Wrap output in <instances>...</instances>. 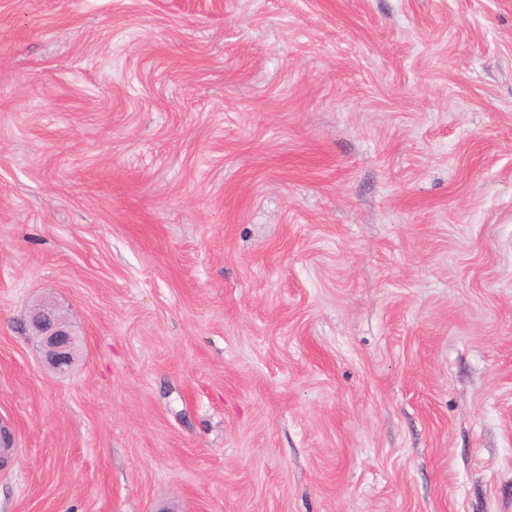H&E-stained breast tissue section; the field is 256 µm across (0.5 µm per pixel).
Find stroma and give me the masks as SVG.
Returning <instances> with one entry per match:
<instances>
[{
    "instance_id": "obj_1",
    "label": "stroma",
    "mask_w": 512,
    "mask_h": 512,
    "mask_svg": "<svg viewBox=\"0 0 512 512\" xmlns=\"http://www.w3.org/2000/svg\"><path fill=\"white\" fill-rule=\"evenodd\" d=\"M1 432L0 512H512V0H0ZM29 336L57 374L69 372L80 351V339L64 315L50 304L33 307L28 316Z\"/></svg>"
}]
</instances>
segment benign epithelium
Masks as SVG:
<instances>
[{"label": "benign epithelium", "instance_id": "obj_1", "mask_svg": "<svg viewBox=\"0 0 512 512\" xmlns=\"http://www.w3.org/2000/svg\"><path fill=\"white\" fill-rule=\"evenodd\" d=\"M31 339L47 365L57 374L69 372L80 351V339L67 318L47 303L33 307L28 316Z\"/></svg>", "mask_w": 512, "mask_h": 512}]
</instances>
